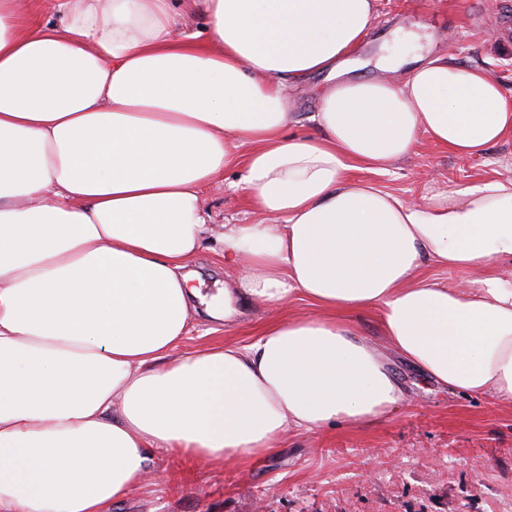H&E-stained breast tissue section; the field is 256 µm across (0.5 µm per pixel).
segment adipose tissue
I'll list each match as a JSON object with an SVG mask.
<instances>
[{
  "instance_id": "ef3b65f1",
  "label": "adipose tissue",
  "mask_w": 512,
  "mask_h": 512,
  "mask_svg": "<svg viewBox=\"0 0 512 512\" xmlns=\"http://www.w3.org/2000/svg\"><path fill=\"white\" fill-rule=\"evenodd\" d=\"M0 0V512H110L152 451L246 465L292 432L361 427L407 400L387 351L465 397L512 402V180L423 204L363 182L421 137L470 156L512 134L482 68L419 56L338 79L376 0ZM205 32L187 29L195 15ZM323 74L290 138L289 86ZM258 217L211 224L226 169ZM234 275L214 320L296 295L313 315L177 353L206 238ZM483 269L475 286L423 262ZM422 274L428 276L434 281H437L440 284L448 285V286H461L466 284L467 282H471L478 278L481 273L480 272H471V271H448V269H443L441 267L435 266L431 264L429 261H426L422 268Z\"/></svg>"
}]
</instances>
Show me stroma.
Returning a JSON list of instances; mask_svg holds the SVG:
<instances>
[{
  "mask_svg": "<svg viewBox=\"0 0 512 512\" xmlns=\"http://www.w3.org/2000/svg\"><path fill=\"white\" fill-rule=\"evenodd\" d=\"M508 15L512 0H377V20L350 74L379 75L381 58L405 50L395 37L400 28L421 34V55L449 53L456 63L480 65L512 96V41L495 37ZM325 83L324 76L314 75L293 89L296 121L288 134H315L310 115ZM242 176V169L227 170L223 185L207 191L215 223L254 222L241 194L229 188ZM355 176L423 203L435 192L512 179V137L468 157L424 139L385 170H359ZM190 267L204 296L223 289L227 271L218 243L207 241ZM313 312L299 297L276 310L249 302L229 331L201 313L177 351L245 345L269 321ZM387 358L408 401L386 419L289 434L252 466L156 452L147 481L111 512H512V404L450 394L396 353Z\"/></svg>",
  "mask_w": 512,
  "mask_h": 512,
  "instance_id": "obj_1",
  "label": "stroma"
}]
</instances>
